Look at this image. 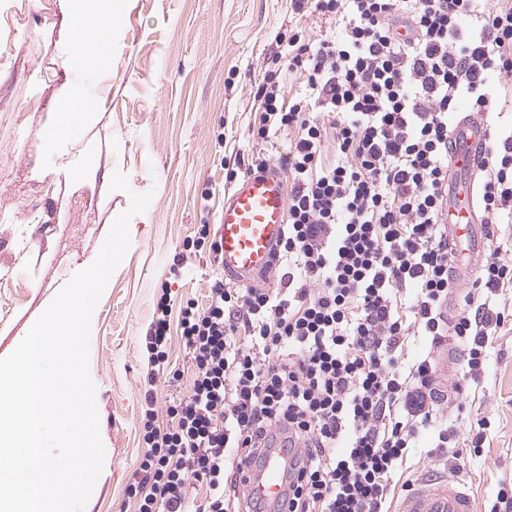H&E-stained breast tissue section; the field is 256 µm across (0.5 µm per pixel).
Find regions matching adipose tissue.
<instances>
[{
    "label": "adipose tissue",
    "instance_id": "1",
    "mask_svg": "<svg viewBox=\"0 0 512 512\" xmlns=\"http://www.w3.org/2000/svg\"><path fill=\"white\" fill-rule=\"evenodd\" d=\"M125 0H74L65 64L99 66L112 55V28Z\"/></svg>",
    "mask_w": 512,
    "mask_h": 512
}]
</instances>
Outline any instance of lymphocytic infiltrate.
Returning <instances> with one entry per match:
<instances>
[{
    "instance_id": "f902f5d3",
    "label": "lymphocytic infiltrate",
    "mask_w": 512,
    "mask_h": 512,
    "mask_svg": "<svg viewBox=\"0 0 512 512\" xmlns=\"http://www.w3.org/2000/svg\"><path fill=\"white\" fill-rule=\"evenodd\" d=\"M339 30L317 44L289 35L292 100L264 72L249 171L288 177L277 288L215 281L206 303L172 309L162 294L146 336L141 394L145 452L127 494L138 512H251L238 472L272 444L289 448L288 512H388L389 480L424 432L451 430L435 395L432 354L447 334L466 344L478 377L505 315L492 302L512 265L489 256L453 325L448 251V129L460 105L491 112L512 81V4L487 0H291ZM332 114L324 128L318 112ZM294 132L286 151L275 138ZM337 161L323 166L327 147ZM478 204L512 222V126L488 128ZM191 356L190 394L158 421L170 326ZM424 349L407 361L404 344ZM205 497L190 503L189 486Z\"/></svg>"
}]
</instances>
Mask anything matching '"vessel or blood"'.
Listing matches in <instances>:
<instances>
[{
  "label": "vessel or blood",
  "mask_w": 512,
  "mask_h": 512,
  "mask_svg": "<svg viewBox=\"0 0 512 512\" xmlns=\"http://www.w3.org/2000/svg\"><path fill=\"white\" fill-rule=\"evenodd\" d=\"M450 136L457 150L450 159L451 168L481 170L487 142V129L481 115L472 113L457 119ZM287 183L283 170L273 166L247 175L224 198L219 221L220 250L217 261L225 276L242 286H253L273 268V257L286 225ZM474 183L449 181L448 246L463 247L464 257L457 262L455 276L471 277L482 255L481 226L475 203ZM440 391L448 389V375L454 372V349L437 352ZM282 449H270L259 467L251 472V490L255 501L287 512L284 499V475L280 459ZM398 512H474V500L467 487L455 477L439 475L412 490L399 503Z\"/></svg>",
  "instance_id": "vessel-or-blood-1"
}]
</instances>
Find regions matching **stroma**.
Here are the masks:
<instances>
[{
  "instance_id": "stroma-1",
  "label": "stroma",
  "mask_w": 512,
  "mask_h": 512,
  "mask_svg": "<svg viewBox=\"0 0 512 512\" xmlns=\"http://www.w3.org/2000/svg\"><path fill=\"white\" fill-rule=\"evenodd\" d=\"M71 0H0V357L10 354L62 285L97 258L130 192L153 191L129 225L131 247L92 316L90 374L96 384L102 473L86 512H136L126 492L143 444L140 388L145 336L162 292L173 305L204 302L220 276L197 229L214 224L233 188L226 167L244 172L256 147L254 93L262 72L278 69L277 37L300 31L319 41L334 30L317 13H293L289 0H130L116 24L105 68H90L86 93L102 111L63 139L49 138L63 86L79 67L63 66ZM129 191L114 190V172ZM169 361L178 386L158 379V420L172 397L188 396L192 367L178 326ZM478 380L448 404L458 452L415 454L395 474L391 498L435 472L454 471L490 512L512 486V321L487 344ZM486 440L472 449L480 419Z\"/></svg>"
}]
</instances>
